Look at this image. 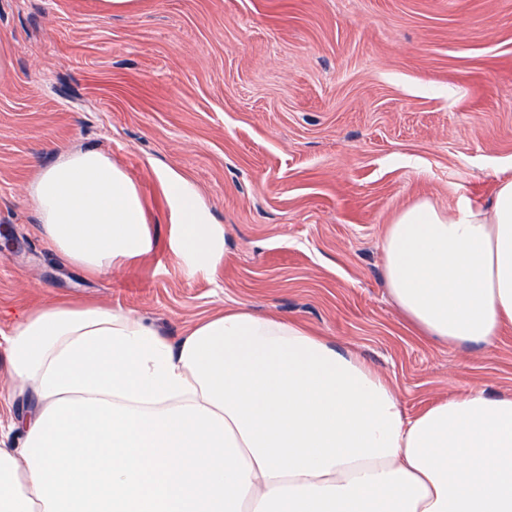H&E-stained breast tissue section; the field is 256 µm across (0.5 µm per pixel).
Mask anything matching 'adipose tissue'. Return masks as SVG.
<instances>
[{"label":"adipose tissue","instance_id":"1","mask_svg":"<svg viewBox=\"0 0 512 512\" xmlns=\"http://www.w3.org/2000/svg\"><path fill=\"white\" fill-rule=\"evenodd\" d=\"M170 254L217 277L224 230L178 175ZM40 235L90 277L152 247L130 178L94 150L42 168ZM387 292L422 336L512 329V175L489 203L404 207L382 241ZM7 370L32 409L0 446V512H512V396L472 388L405 414L392 385L304 323L229 306L162 335L60 298L24 314Z\"/></svg>","mask_w":512,"mask_h":512}]
</instances>
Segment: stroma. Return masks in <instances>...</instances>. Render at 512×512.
Returning <instances> with one entry per match:
<instances>
[{"instance_id":"stroma-1","label":"stroma","mask_w":512,"mask_h":512,"mask_svg":"<svg viewBox=\"0 0 512 512\" xmlns=\"http://www.w3.org/2000/svg\"><path fill=\"white\" fill-rule=\"evenodd\" d=\"M122 168L154 250L85 277L41 240L29 190L66 149ZM512 171V0H0V332L91 299L167 336L238 303L302 321L392 384L406 414L512 394V335L418 338L383 279L403 206L451 213ZM173 172L224 228L216 279L169 253Z\"/></svg>"}]
</instances>
